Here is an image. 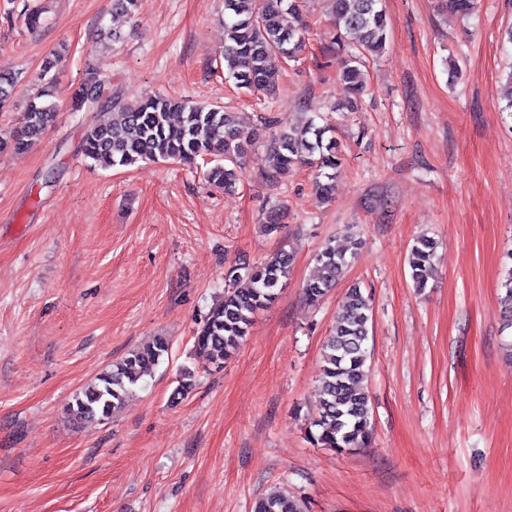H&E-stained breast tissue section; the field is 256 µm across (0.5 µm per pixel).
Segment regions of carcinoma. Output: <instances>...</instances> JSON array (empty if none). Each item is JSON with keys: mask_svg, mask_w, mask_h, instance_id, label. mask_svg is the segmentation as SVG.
Returning <instances> with one entry per match:
<instances>
[{"mask_svg": "<svg viewBox=\"0 0 512 512\" xmlns=\"http://www.w3.org/2000/svg\"><path fill=\"white\" fill-rule=\"evenodd\" d=\"M337 39L349 41L342 61L340 78L355 93L364 88L367 63L381 56L387 44L389 18L382 0H331ZM476 0H439L438 9L453 16H469ZM293 18L295 24L288 23ZM307 21L300 0H224V69L237 88L257 95L266 90L271 75L280 67L279 56L288 52L295 61L306 49ZM60 55L46 60L39 84L20 125L8 137L0 138V152L23 153L34 147L54 120L55 75L51 71ZM103 62L88 63L85 77L72 93L73 109H106L112 119L89 126L81 139V153L95 164L110 168L138 162H178L191 164L197 159L212 162L205 173L207 182L233 189L243 175V159L252 145L244 134L236 113L218 105L199 104L188 99L154 94L127 102L112 94L101 78ZM18 74L0 71V111L13 104ZM333 127L306 117L279 130L266 147L263 171L277 182L297 166L314 165L327 181H316V193L327 198L332 192V171L341 163V153ZM436 242L419 237L412 246L411 278L418 288L425 287ZM318 275L302 289L304 300L316 306L336 286L348 267L345 252L328 240L316 255ZM293 258L280 251L271 257L225 274L224 300L210 309L196 329L195 347L210 367L220 370L248 336L255 314L268 308L291 276ZM372 301L360 287L348 290L341 312L323 342V374L317 415L311 422L310 439L322 448L340 452L368 448L372 443V409L367 379L369 332ZM169 352L164 336L155 338L143 350H132L121 360L100 372L76 393L65 409L73 422H104L129 398L144 377ZM197 386L195 372L183 370L171 401L187 398ZM253 512H303L301 503L284 492L259 498Z\"/></svg>", "mask_w": 512, "mask_h": 512, "instance_id": "carcinoma-1", "label": "carcinoma"}]
</instances>
